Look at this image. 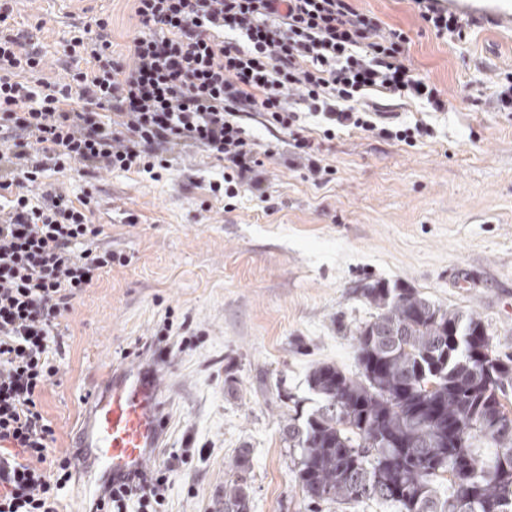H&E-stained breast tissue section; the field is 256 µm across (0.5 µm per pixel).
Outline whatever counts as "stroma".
Returning <instances> with one entry per match:
<instances>
[{"instance_id":"obj_1","label":"stroma","mask_w":512,"mask_h":512,"mask_svg":"<svg viewBox=\"0 0 512 512\" xmlns=\"http://www.w3.org/2000/svg\"><path fill=\"white\" fill-rule=\"evenodd\" d=\"M402 30L408 55L441 90L444 112L389 101L402 120L425 118L433 138L410 147L343 130L323 142L335 168L324 185L289 165L280 145L264 170L267 207L251 195L226 209L213 194L222 164L185 149L160 181L136 173H48L72 196L91 192L103 246L121 254L58 331L65 351L42 403L60 456L80 398L105 362L133 360L140 342L170 325L163 457L175 464L156 512H224V489L244 480L249 512H395L378 503L309 507L296 481L289 414L320 398L307 377L317 364L356 370L352 334L375 309L365 285L398 282L443 306L479 315L495 353L512 355V34L471 28L438 37L412 0H355ZM107 17L114 54L135 32L132 0H16L7 21L45 54L59 79L73 22Z\"/></svg>"}]
</instances>
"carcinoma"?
I'll return each instance as SVG.
<instances>
[{
    "instance_id": "carcinoma-1",
    "label": "carcinoma",
    "mask_w": 512,
    "mask_h": 512,
    "mask_svg": "<svg viewBox=\"0 0 512 512\" xmlns=\"http://www.w3.org/2000/svg\"><path fill=\"white\" fill-rule=\"evenodd\" d=\"M377 313L353 336L357 372L318 365L322 404L285 432L312 502L366 500L397 512H512V356L483 320L409 288L363 289ZM226 512H249L242 482Z\"/></svg>"
}]
</instances>
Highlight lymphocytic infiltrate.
Here are the masks:
<instances>
[{
  "mask_svg": "<svg viewBox=\"0 0 512 512\" xmlns=\"http://www.w3.org/2000/svg\"><path fill=\"white\" fill-rule=\"evenodd\" d=\"M0 0V131L19 139L0 149V512H58L45 463L55 431L40 397L58 374L53 349L62 318L117 257L100 248L90 199L47 185V171L78 167L135 172L159 180L171 157L194 146L224 164V196H267L260 170L277 153L247 125L261 118L307 162V177L329 181L310 120L324 139L350 128L415 145L430 124L389 121L369 92L424 101L441 111L435 85L420 77L403 32L383 30L353 0H135L136 30L113 55L109 21L92 16L68 43L81 67L51 81L43 58L5 22ZM436 35L462 38L466 27L445 0H413ZM39 189V198L23 186ZM166 472L139 473L107 488L89 512L125 503L162 504Z\"/></svg>",
  "mask_w": 512,
  "mask_h": 512,
  "instance_id": "lymphocytic-infiltrate-1",
  "label": "lymphocytic infiltrate"
}]
</instances>
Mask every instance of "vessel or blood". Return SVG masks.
Wrapping results in <instances>:
<instances>
[{"mask_svg":"<svg viewBox=\"0 0 512 512\" xmlns=\"http://www.w3.org/2000/svg\"><path fill=\"white\" fill-rule=\"evenodd\" d=\"M449 11L469 25L512 32V0H447ZM97 388L83 396V417L71 439L80 454L78 477L119 485L143 470L164 447L168 417L165 377L142 360L105 364Z\"/></svg>","mask_w":512,"mask_h":512,"instance_id":"obj_1","label":"vessel or blood"}]
</instances>
